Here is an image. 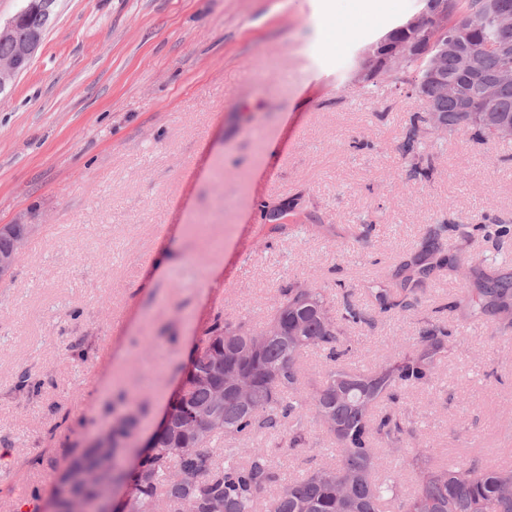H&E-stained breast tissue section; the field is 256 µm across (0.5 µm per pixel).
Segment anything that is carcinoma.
Returning a JSON list of instances; mask_svg holds the SVG:
<instances>
[{
	"instance_id": "1",
	"label": "carcinoma",
	"mask_w": 512,
	"mask_h": 512,
	"mask_svg": "<svg viewBox=\"0 0 512 512\" xmlns=\"http://www.w3.org/2000/svg\"><path fill=\"white\" fill-rule=\"evenodd\" d=\"M495 2L512 11V0H423V9L439 22L429 28L401 33L400 63L390 70H375L361 87L377 86L389 79L408 84L426 103V115L413 119L402 145L403 155H420L419 126L432 127L435 118L448 126V133L468 132L478 140H504L498 124H512V86L499 92L493 112H484L483 91L477 77L512 75V30L503 33L489 8ZM470 18L461 33L465 53L450 49L439 54L437 46L455 29L458 17ZM45 29V18L28 13L12 37H0V59L14 54L22 38ZM448 77L451 93H441L426 80L432 58ZM471 97L477 111L458 112L461 97ZM294 203L285 201L272 208L262 206L263 220L274 222L285 216ZM448 221L424 242L421 251L400 266L394 288H372L380 312L395 307H414L422 279L444 268L459 271L462 265L444 254L442 235L455 227ZM463 314L486 318L505 333L512 329V274L483 273L476 287L467 289L454 303ZM368 321L358 304L344 297L336 308L322 288L296 284L283 289V300L270 322L283 330L281 336H262L248 321L216 318L201 340L199 360H192L183 398L171 404L172 427L158 434L142 457L140 470L125 466L124 451L133 448L140 421L149 410L144 400L113 424L110 434L75 455L70 474H61L58 484L72 482L74 491L92 501L126 482L132 491L118 505L121 512H156L167 503L168 512H207L212 499L224 502V512H386L389 504L397 512H512V466L479 467L459 459L439 467L420 470L413 486L402 483L405 466L426 462L427 449L420 447L414 429L391 404L397 393L428 386L436 378L448 355V325L430 324L423 329L414 348L378 369L357 370L337 364L351 351L346 327ZM325 353L328 369L324 381L312 393L301 389L298 360L303 350ZM251 387L250 403L232 394L224 398L218 417L206 433L196 435L192 424L213 412L214 390L227 382ZM321 406L336 420L337 430L328 432L336 445V459L303 476L282 482L274 470L268 450L262 448L221 449L223 442L249 440L262 431L289 423V447L306 444L305 421L318 417ZM412 448H401L405 441ZM382 441L400 452L391 465H383L378 449ZM84 468L98 471L92 484L74 480Z\"/></svg>"
}]
</instances>
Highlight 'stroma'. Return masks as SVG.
Listing matches in <instances>:
<instances>
[{"instance_id":"obj_1","label":"stroma","mask_w":512,"mask_h":512,"mask_svg":"<svg viewBox=\"0 0 512 512\" xmlns=\"http://www.w3.org/2000/svg\"><path fill=\"white\" fill-rule=\"evenodd\" d=\"M421 8L56 0L41 50L0 94V225L36 227L0 278V512L48 499L68 458L144 398L152 433L215 316L263 326L300 283L366 307L438 224L512 222V140L423 137V177L400 145L425 103L388 80L351 83L360 52ZM329 22L340 47L321 38ZM286 199L287 222L262 219ZM447 244L466 277L427 280L415 308L349 327L345 362L388 363L444 320L449 357L397 406L432 463L512 465V331L452 307L492 260L512 272V234ZM24 373L38 395L16 390ZM307 428L294 451L284 426L248 445L288 480L334 458L323 426Z\"/></svg>"}]
</instances>
